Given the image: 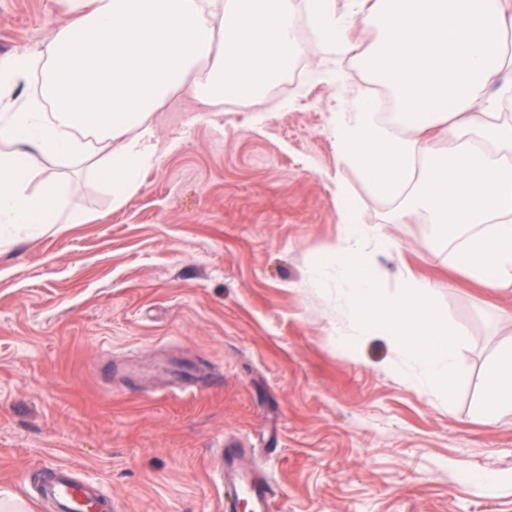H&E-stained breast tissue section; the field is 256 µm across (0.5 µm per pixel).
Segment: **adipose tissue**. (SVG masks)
I'll return each instance as SVG.
<instances>
[{
  "mask_svg": "<svg viewBox=\"0 0 512 512\" xmlns=\"http://www.w3.org/2000/svg\"><path fill=\"white\" fill-rule=\"evenodd\" d=\"M63 19L43 49L0 59V92L37 77L22 101H0V240L40 230L66 207L68 186L30 188L34 155L93 160L121 204L156 163L151 118L181 87L206 106L248 104L290 65L306 14L322 52L362 62L387 89L353 98L334 118L336 160L370 192L403 199L395 221L422 218L457 240L470 279L512 286V124L493 83L512 91V0H61ZM374 33L369 47L353 25ZM443 130L448 148L431 147ZM486 422L512 414V350L484 381Z\"/></svg>",
  "mask_w": 512,
  "mask_h": 512,
  "instance_id": "1",
  "label": "adipose tissue"
}]
</instances>
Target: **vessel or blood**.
I'll use <instances>...</instances> for the list:
<instances>
[{"mask_svg":"<svg viewBox=\"0 0 512 512\" xmlns=\"http://www.w3.org/2000/svg\"><path fill=\"white\" fill-rule=\"evenodd\" d=\"M244 454V449L222 445L210 453V473L224 487V512H238L245 503L251 512H274L277 498L272 483L261 469L243 466ZM44 494L60 512H111L110 501L74 478L64 465L51 469Z\"/></svg>","mask_w":512,"mask_h":512,"instance_id":"1","label":"vessel or blood"}]
</instances>
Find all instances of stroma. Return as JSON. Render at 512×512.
<instances>
[{
	"instance_id": "1",
	"label": "stroma",
	"mask_w": 512,
	"mask_h": 512,
	"mask_svg": "<svg viewBox=\"0 0 512 512\" xmlns=\"http://www.w3.org/2000/svg\"><path fill=\"white\" fill-rule=\"evenodd\" d=\"M60 14L0 0V57L39 49ZM330 66L302 30L284 91L224 112L174 92L152 116L157 162L117 207L89 163L39 159L33 186L68 184L87 221L0 245V500L57 512L39 479L65 464L113 512H223L209 453L231 438L275 479L277 512H512V416L479 411L512 288L467 278L433 225L394 223L398 201L337 164L332 116L376 83L347 59L332 88ZM343 201L396 244L372 255L383 292L436 284L467 329L454 398L402 380L403 348L360 335L335 272L312 282ZM179 365L206 387L171 393Z\"/></svg>"
}]
</instances>
